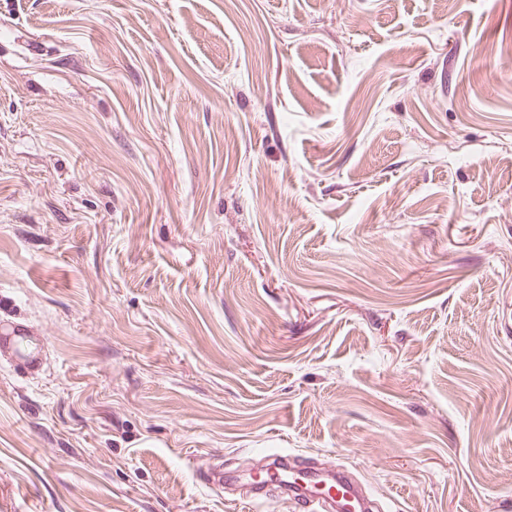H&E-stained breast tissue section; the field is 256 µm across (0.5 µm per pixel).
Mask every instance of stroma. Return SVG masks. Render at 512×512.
Returning <instances> with one entry per match:
<instances>
[{
  "label": "stroma",
  "mask_w": 512,
  "mask_h": 512,
  "mask_svg": "<svg viewBox=\"0 0 512 512\" xmlns=\"http://www.w3.org/2000/svg\"><path fill=\"white\" fill-rule=\"evenodd\" d=\"M512 0H0V512H512ZM37 352L18 357L21 339ZM266 474L267 479L262 484L267 491L274 492L281 496L289 497V500L300 502L308 512L316 510L320 506H328L336 510V500L339 497L342 501L347 498L358 500L360 498L364 506H367L355 486L336 476V487L333 493H326V489L316 486L320 473L315 471L307 459H299L291 456L268 455ZM298 480L304 481L305 487L298 484Z\"/></svg>",
  "instance_id": "stroma-1"
}]
</instances>
